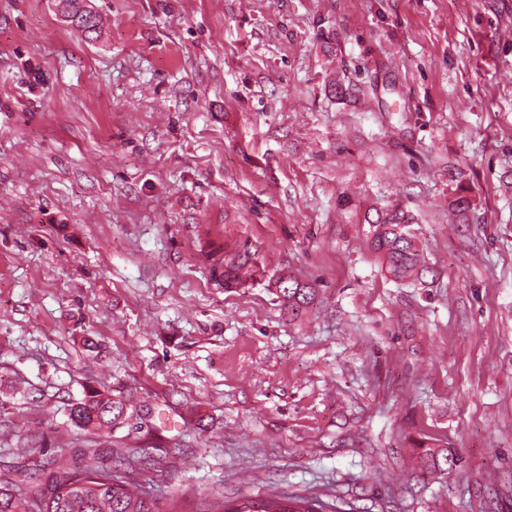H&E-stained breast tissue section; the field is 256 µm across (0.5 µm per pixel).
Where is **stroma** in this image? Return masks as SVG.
<instances>
[{"mask_svg":"<svg viewBox=\"0 0 512 512\" xmlns=\"http://www.w3.org/2000/svg\"><path fill=\"white\" fill-rule=\"evenodd\" d=\"M90 4L88 40L0 0V465L150 455L178 512H512V0ZM396 213L420 279L368 248ZM89 385L133 422L72 424ZM277 292L288 314L297 316L315 297V290L309 283L287 276L276 283ZM460 459L445 448H426L419 456V465L427 472H444L460 467ZM446 466V467H444ZM327 509L332 507L319 496L266 492L255 497L215 502L208 512H325Z\"/></svg>","mask_w":512,"mask_h":512,"instance_id":"obj_1","label":"stroma"}]
</instances>
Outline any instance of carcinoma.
Wrapping results in <instances>:
<instances>
[{"label":"carcinoma","instance_id":"obj_1","mask_svg":"<svg viewBox=\"0 0 512 512\" xmlns=\"http://www.w3.org/2000/svg\"><path fill=\"white\" fill-rule=\"evenodd\" d=\"M59 4L63 9L62 22L84 33L97 32L96 14L84 0H59ZM370 248L396 279L415 278L424 272L420 250L396 214L376 225ZM276 288L293 316L315 297L310 284L291 276L279 278ZM127 418L126 404L98 389L88 390L69 413L74 425L92 431H111L125 424ZM100 455L98 448L86 449L84 467L76 469L55 459L36 463L32 468L1 471L0 512H162L157 500L143 491V485L115 474L112 465L100 461ZM419 465L430 473L444 472L460 467V459L445 448H426L419 456ZM38 471L47 473L45 487L49 497L42 509L23 495ZM329 508L330 504L319 496L266 492L216 502L208 512H327Z\"/></svg>","mask_w":512,"mask_h":512}]
</instances>
